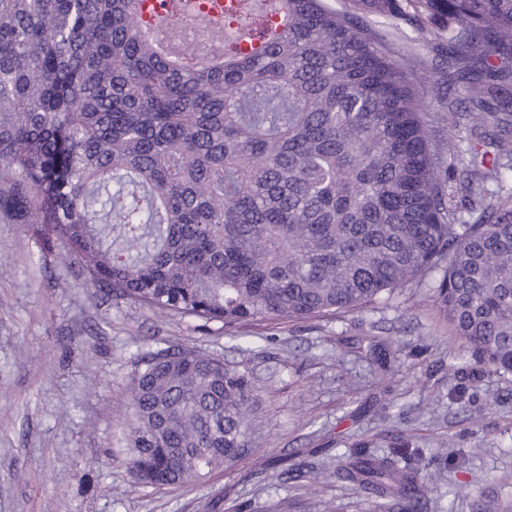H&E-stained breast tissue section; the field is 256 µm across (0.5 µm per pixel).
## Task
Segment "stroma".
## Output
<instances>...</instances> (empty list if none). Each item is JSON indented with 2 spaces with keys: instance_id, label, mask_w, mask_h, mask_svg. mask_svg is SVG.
I'll list each match as a JSON object with an SVG mask.
<instances>
[{
  "instance_id": "obj_1",
  "label": "stroma",
  "mask_w": 512,
  "mask_h": 512,
  "mask_svg": "<svg viewBox=\"0 0 512 512\" xmlns=\"http://www.w3.org/2000/svg\"><path fill=\"white\" fill-rule=\"evenodd\" d=\"M368 29L392 58L419 57L416 92L450 140L445 168L460 175L474 134L448 125L432 45L408 44L379 17ZM376 337L390 346L383 369L369 358ZM168 346L248 372L254 432L198 482L138 486L118 451L128 388L141 357ZM363 442L431 457L428 512H477L484 495L512 506V483L495 480L512 474V376L477 371L430 281L357 311L201 327L113 299L33 226L0 221V512H305L306 489L285 473L300 462L329 470L316 497L327 512H375L374 496L335 476L337 455Z\"/></svg>"
}]
</instances>
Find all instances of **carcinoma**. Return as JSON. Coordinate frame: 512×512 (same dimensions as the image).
<instances>
[{
  "mask_svg": "<svg viewBox=\"0 0 512 512\" xmlns=\"http://www.w3.org/2000/svg\"><path fill=\"white\" fill-rule=\"evenodd\" d=\"M144 2L0 0V217L36 226L92 286L203 326L349 312L437 273L433 302L475 364L512 374V0H274L256 39L217 28L234 46L209 62L164 54ZM370 15L436 43L468 122L493 127L458 182L417 60L387 56ZM256 392L212 354L142 358L133 482L236 459ZM337 475L380 512L428 510L430 483L368 448Z\"/></svg>",
  "mask_w": 512,
  "mask_h": 512,
  "instance_id": "cac0c4a2",
  "label": "carcinoma"
}]
</instances>
